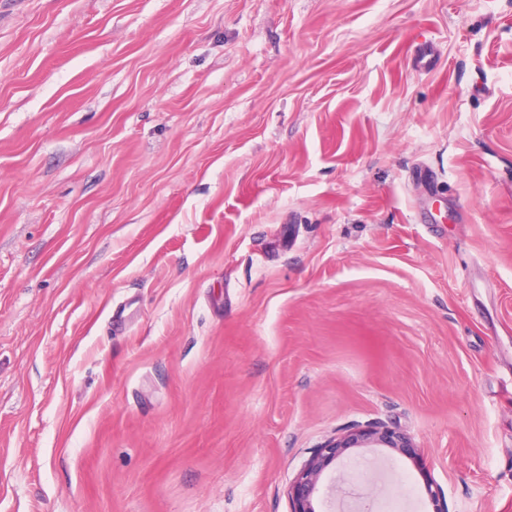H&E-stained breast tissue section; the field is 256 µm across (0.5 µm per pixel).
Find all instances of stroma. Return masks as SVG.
I'll return each instance as SVG.
<instances>
[{
	"instance_id": "1",
	"label": "stroma",
	"mask_w": 512,
	"mask_h": 512,
	"mask_svg": "<svg viewBox=\"0 0 512 512\" xmlns=\"http://www.w3.org/2000/svg\"><path fill=\"white\" fill-rule=\"evenodd\" d=\"M512 512V0H0V512ZM352 448H388L414 459L418 449L411 438L384 426L364 425L329 440L301 466L288 487L290 512H316L320 480L336 461L342 460Z\"/></svg>"
}]
</instances>
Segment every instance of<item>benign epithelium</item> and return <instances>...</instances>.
I'll return each instance as SVG.
<instances>
[{
	"label": "benign epithelium",
	"instance_id": "7a95c632",
	"mask_svg": "<svg viewBox=\"0 0 512 512\" xmlns=\"http://www.w3.org/2000/svg\"><path fill=\"white\" fill-rule=\"evenodd\" d=\"M352 448H388L410 459L418 455L411 438L384 426H357L329 440L301 466L288 487L290 512H316L320 480L325 471ZM425 494L433 512H448L443 490L429 482Z\"/></svg>",
	"mask_w": 512,
	"mask_h": 512
}]
</instances>
